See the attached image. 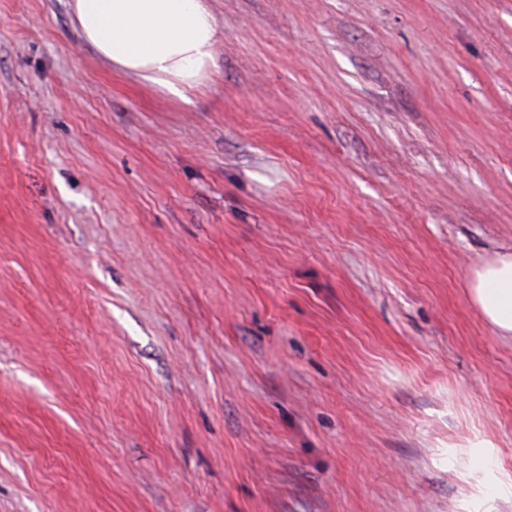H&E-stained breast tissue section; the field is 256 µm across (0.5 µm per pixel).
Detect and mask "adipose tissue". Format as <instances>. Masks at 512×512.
Returning a JSON list of instances; mask_svg holds the SVG:
<instances>
[{"instance_id": "1", "label": "adipose tissue", "mask_w": 512, "mask_h": 512, "mask_svg": "<svg viewBox=\"0 0 512 512\" xmlns=\"http://www.w3.org/2000/svg\"><path fill=\"white\" fill-rule=\"evenodd\" d=\"M71 24L112 68L184 103L210 80L222 35L211 0H72ZM469 294L496 334L512 339V251L476 267Z\"/></svg>"}]
</instances>
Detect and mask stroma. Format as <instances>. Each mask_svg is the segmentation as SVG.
Masks as SVG:
<instances>
[{
	"mask_svg": "<svg viewBox=\"0 0 512 512\" xmlns=\"http://www.w3.org/2000/svg\"><path fill=\"white\" fill-rule=\"evenodd\" d=\"M0 0V512H512V0H214L191 104ZM471 303L502 338L512 339V251L497 252L473 270Z\"/></svg>",
	"mask_w": 512,
	"mask_h": 512,
	"instance_id": "stroma-1",
	"label": "stroma"
}]
</instances>
